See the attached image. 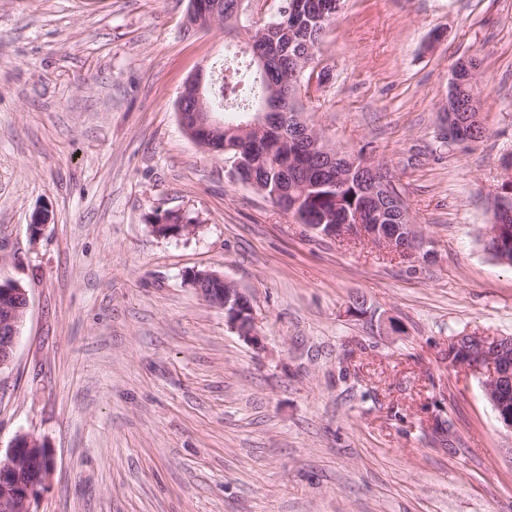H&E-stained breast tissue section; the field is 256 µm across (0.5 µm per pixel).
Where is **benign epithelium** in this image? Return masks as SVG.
<instances>
[{
  "mask_svg": "<svg viewBox=\"0 0 512 512\" xmlns=\"http://www.w3.org/2000/svg\"><path fill=\"white\" fill-rule=\"evenodd\" d=\"M245 13L256 21L276 17L274 0H247ZM321 69H315L308 80L297 86L296 92L275 89L271 96L288 100L315 98L323 86L318 77ZM206 69L200 68L189 76L176 101L180 127L205 145L223 128L221 122L205 102ZM467 112L452 113L448 120V135L464 129L469 121L479 120L480 101L471 99ZM471 120H466V117ZM272 121L269 105L262 106L259 119L243 123L233 130V135L244 139L252 133L268 129ZM368 199L367 212H357L347 217L343 224H329L321 235L328 238L358 237L367 240L380 238L393 253L417 256L421 238L417 225L410 223L398 189L394 182L385 179L367 182L364 191ZM188 280L201 296L211 304L224 309L229 327L242 339L259 344L255 329L253 307L250 298L233 282L210 271L193 270ZM28 307L26 290L14 287L12 282L0 281V369L9 365L19 335V325ZM509 337L464 334L454 337L448 347V362L469 375L478 378L485 394L497 412L498 420L512 433V401L508 388H512V353ZM53 459L44 442L34 436H17L5 456L0 457V512H37L35 505L48 487L52 474Z\"/></svg>",
  "mask_w": 512,
  "mask_h": 512,
  "instance_id": "1",
  "label": "benign epithelium"
}]
</instances>
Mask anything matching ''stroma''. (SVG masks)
<instances>
[{"label": "stroma", "instance_id": "stroma-1", "mask_svg": "<svg viewBox=\"0 0 512 512\" xmlns=\"http://www.w3.org/2000/svg\"><path fill=\"white\" fill-rule=\"evenodd\" d=\"M187 10L0 0V281L28 295L0 448H49L38 512H512V432L448 364L454 336H512V267L484 249L512 0H346L321 45L304 117L391 173L425 239L408 260L317 235L182 132L183 85L226 39L186 32ZM473 56L485 134L454 144L448 86ZM168 211L197 232L155 236ZM193 269L246 292L262 347Z\"/></svg>", "mask_w": 512, "mask_h": 512}]
</instances>
